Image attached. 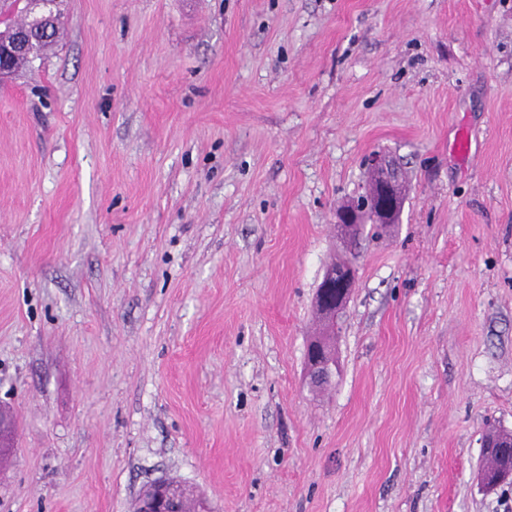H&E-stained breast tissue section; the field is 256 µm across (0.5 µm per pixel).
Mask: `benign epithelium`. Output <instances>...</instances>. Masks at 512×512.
<instances>
[{"label": "benign epithelium", "instance_id": "7a95c632", "mask_svg": "<svg viewBox=\"0 0 512 512\" xmlns=\"http://www.w3.org/2000/svg\"><path fill=\"white\" fill-rule=\"evenodd\" d=\"M53 16L40 18V26H31L19 30L7 42L0 41V75L12 65L13 59L30 48L35 40L51 31ZM371 170L376 175V185H368L367 192L377 200L373 206H365L357 211H342L336 214L334 228L341 235H348L351 228L365 219L381 228L396 223L399 207L396 192L400 187V176L396 165L385 155L374 153L369 158ZM355 287V271L347 266L336 271L328 267L322 277L315 295V307L333 322L346 305L351 288ZM311 355L307 358L306 371L310 383L314 386L331 381L336 368V357L326 341L314 338L310 341ZM185 488L169 480H158L140 494L136 512H186L180 507Z\"/></svg>", "mask_w": 512, "mask_h": 512}]
</instances>
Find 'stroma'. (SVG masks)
Here are the masks:
<instances>
[{
	"instance_id": "1",
	"label": "stroma",
	"mask_w": 512,
	"mask_h": 512,
	"mask_svg": "<svg viewBox=\"0 0 512 512\" xmlns=\"http://www.w3.org/2000/svg\"><path fill=\"white\" fill-rule=\"evenodd\" d=\"M0 83V512H512V0H65ZM375 151L313 388L336 209ZM369 165L376 175V190L372 191L373 185L370 181L367 192L378 202L372 207L366 205L357 211L337 213L334 228L338 234L347 236L353 226L363 223L366 217H370L373 234L379 236L383 233H380L374 224L380 228H387L398 219L400 212L396 192L401 185L396 165L382 153H373L369 158ZM350 264L349 261L333 262V266ZM329 266L322 277L315 295V307L326 317L327 322H334L338 314L346 305L351 288L355 287V271L347 266L336 273V267ZM340 277L338 283L336 278ZM337 288V290H336ZM311 355L307 358L306 371L313 386L331 383L336 357L326 341L313 338L310 343ZM493 448H483L485 465L482 480L487 486L497 485L501 474L507 472L503 465L512 463V433L503 430H491L486 435L485 444ZM185 488L170 480H158L140 494L136 512H186L180 507Z\"/></svg>"
}]
</instances>
